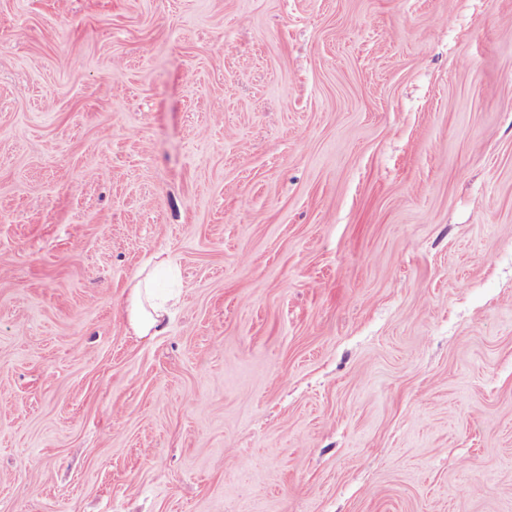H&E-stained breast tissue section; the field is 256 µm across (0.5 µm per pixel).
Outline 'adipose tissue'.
<instances>
[{"label":"adipose tissue","instance_id":"obj_1","mask_svg":"<svg viewBox=\"0 0 512 512\" xmlns=\"http://www.w3.org/2000/svg\"><path fill=\"white\" fill-rule=\"evenodd\" d=\"M163 262H155L153 269L140 270L133 278L125 303L127 326L139 336H157L165 332L170 313L169 296L154 287Z\"/></svg>","mask_w":512,"mask_h":512}]
</instances>
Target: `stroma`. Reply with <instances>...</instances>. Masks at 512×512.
<instances>
[{
	"mask_svg": "<svg viewBox=\"0 0 512 512\" xmlns=\"http://www.w3.org/2000/svg\"><path fill=\"white\" fill-rule=\"evenodd\" d=\"M0 512H512V0H0ZM166 264L167 261L161 259L150 270L144 267L131 282L125 314L128 328L137 336H158L167 329L172 297L160 294L154 288L155 277Z\"/></svg>",
	"mask_w": 512,
	"mask_h": 512,
	"instance_id": "35a3bbf8",
	"label": "stroma"
}]
</instances>
